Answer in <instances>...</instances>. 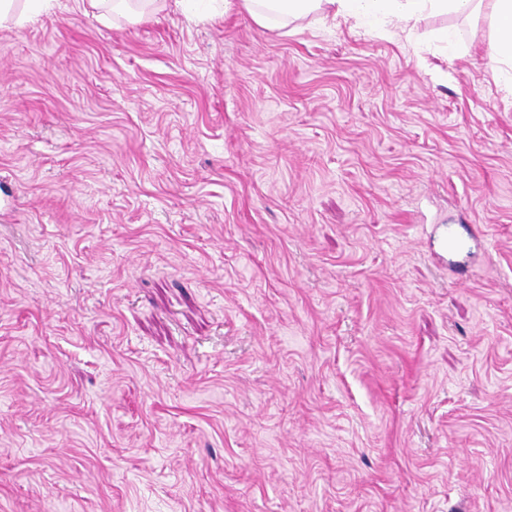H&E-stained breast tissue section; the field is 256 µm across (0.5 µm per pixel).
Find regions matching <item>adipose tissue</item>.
<instances>
[{
  "instance_id": "ef3b65f1",
  "label": "adipose tissue",
  "mask_w": 512,
  "mask_h": 512,
  "mask_svg": "<svg viewBox=\"0 0 512 512\" xmlns=\"http://www.w3.org/2000/svg\"><path fill=\"white\" fill-rule=\"evenodd\" d=\"M261 25L272 19H297L313 12L331 18H389L408 24L424 11L471 15L480 5L490 10L493 33L487 55L492 62L512 63V0H242Z\"/></svg>"
}]
</instances>
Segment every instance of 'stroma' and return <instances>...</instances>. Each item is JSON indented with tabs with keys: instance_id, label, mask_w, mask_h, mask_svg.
I'll return each instance as SVG.
<instances>
[{
	"instance_id": "stroma-1",
	"label": "stroma",
	"mask_w": 512,
	"mask_h": 512,
	"mask_svg": "<svg viewBox=\"0 0 512 512\" xmlns=\"http://www.w3.org/2000/svg\"><path fill=\"white\" fill-rule=\"evenodd\" d=\"M491 34L1 26L0 512H512Z\"/></svg>"
}]
</instances>
